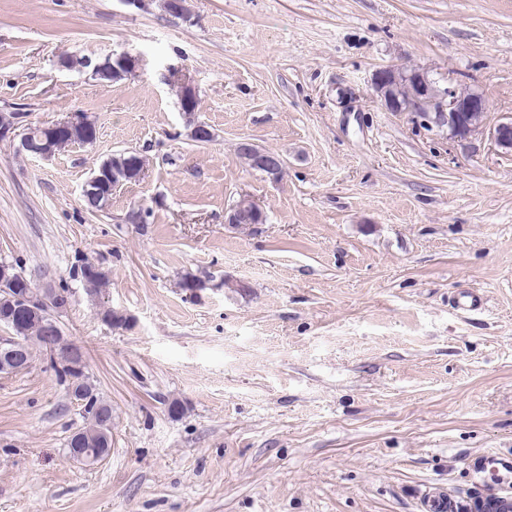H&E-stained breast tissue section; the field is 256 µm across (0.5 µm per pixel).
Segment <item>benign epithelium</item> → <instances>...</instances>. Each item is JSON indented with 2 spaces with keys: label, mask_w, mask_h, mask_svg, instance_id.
Here are the masks:
<instances>
[{
  "label": "benign epithelium",
  "mask_w": 512,
  "mask_h": 512,
  "mask_svg": "<svg viewBox=\"0 0 512 512\" xmlns=\"http://www.w3.org/2000/svg\"><path fill=\"white\" fill-rule=\"evenodd\" d=\"M87 64L93 65L92 71L108 67L112 70V78L117 81L136 72L139 59L129 53L123 52L112 56V59ZM407 89L413 99H430L439 104L435 111H427L420 114L421 123L432 129L448 130V142L462 145L469 142L478 134L488 133L493 144L504 152H512V121H501L493 128L485 129V123L477 124L472 114L488 112L487 99L483 92L463 86L455 79L448 77L443 83L438 84L421 71H414L408 75L399 73L393 66L378 69L372 79V89L385 108L391 112H410V100L401 95L402 89ZM25 113L5 112L0 114V139L15 136L18 128L23 126ZM89 118L81 112H72L63 121L52 126L54 130H70L74 127L85 126ZM20 148L33 155L49 158L53 155L54 146L45 142L38 144L33 139V134L23 130L20 139ZM241 158L253 159L268 172L271 179H276L282 166V158L272 156L257 149L252 143L244 141L239 145ZM105 170H95L91 173L83 188V197L105 209L111 203V197L101 193V188L106 182ZM242 216L252 218L254 224L266 223V214L261 206L246 196H242L236 207L230 209L225 217V223L235 224ZM50 294L29 295L20 298L17 310L28 315L43 314V305L48 303ZM59 323L51 321L48 324L47 346L57 364L63 365L74 372H79L85 366V355L82 347L71 342L65 337L58 336ZM8 346L0 349V369L10 371L12 369L25 368L30 364L26 355L23 336L19 329L10 326Z\"/></svg>",
  "instance_id": "benign-epithelium-1"
}]
</instances>
